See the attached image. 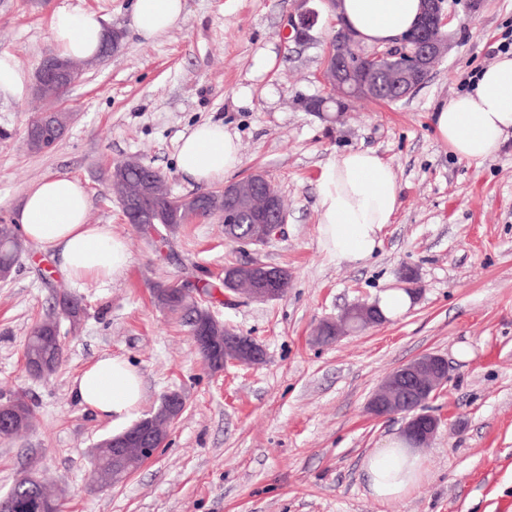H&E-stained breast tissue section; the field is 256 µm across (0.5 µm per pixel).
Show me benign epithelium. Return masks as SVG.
Here are the masks:
<instances>
[{
	"label": "benign epithelium",
	"mask_w": 512,
	"mask_h": 512,
	"mask_svg": "<svg viewBox=\"0 0 512 512\" xmlns=\"http://www.w3.org/2000/svg\"><path fill=\"white\" fill-rule=\"evenodd\" d=\"M299 8L283 31L284 38L297 45H305L311 40L310 31L318 22V10L309 6L312 0H298ZM444 0H422V13L417 27L406 34L400 45L386 50L397 57L392 80L408 93H414L429 76L434 64L447 55L451 48V36L445 27L450 16L445 13ZM358 41L354 33L342 25L330 41L329 51L324 62V84L336 91V97L319 103L306 101L307 109L320 112L329 119L342 114L354 99L368 98L373 93V85L355 55ZM83 72V64L56 56L45 59L37 70L41 82L34 88L35 94L52 87L64 95L74 86L70 79ZM159 171L144 167L145 184L139 193L121 202L125 223L136 228L151 229L155 223L156 210L152 203V190L156 185ZM224 224L253 225L254 237L263 234L262 225L271 224L281 230L287 223L286 212L282 208L281 195L267 177L258 172L244 180L224 185V210L217 213ZM285 273L280 267L269 266L257 260H248L240 270L224 276L231 285L229 291L241 294L251 300L267 302L284 296ZM223 327V322L215 316L197 323L192 330L196 347L209 353L212 350L210 325ZM264 359L263 348L251 337L224 327V362L237 365H257ZM448 381V367L438 354L422 355L389 372L368 403L369 412L375 417L399 416L405 420L404 433L412 443L421 447L436 433L441 418L429 411V402L439 393ZM166 412L178 418L185 406L180 393L165 395ZM21 418L19 407L10 402L0 404V428L11 429ZM158 431L155 416L141 419L126 432L107 440L112 448V460L125 464L132 457H152L162 444L154 442Z\"/></svg>",
	"instance_id": "benign-epithelium-1"
}]
</instances>
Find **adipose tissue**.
Segmentation results:
<instances>
[{"label": "adipose tissue", "mask_w": 512, "mask_h": 512, "mask_svg": "<svg viewBox=\"0 0 512 512\" xmlns=\"http://www.w3.org/2000/svg\"><path fill=\"white\" fill-rule=\"evenodd\" d=\"M421 0H340L337 11L361 43L385 46L412 29ZM185 21L184 0H136L131 27L151 40ZM63 56L90 59L107 35V18L92 11H60L51 22ZM438 139L454 155L481 162L512 132V56L481 71L471 91L440 105L432 115ZM241 163L237 138L222 123L205 122L183 135L177 165L187 178L208 184ZM319 243L339 261L369 258L398 207L399 185L391 165L370 149L351 150L327 164L318 182ZM89 195L75 178L60 176L28 188L17 214L22 236L52 252L62 275L73 281L116 279L131 261L124 237L108 225L87 221ZM143 378L125 360L106 356L78 375L74 397L91 412L120 424L134 418L143 398ZM368 487L380 500L406 496L426 469L406 436L386 440L362 465Z\"/></svg>", "instance_id": "ef3b65f1"}]
</instances>
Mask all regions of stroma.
Instances as JSON below:
<instances>
[{
	"label": "stroma",
	"instance_id": "obj_1",
	"mask_svg": "<svg viewBox=\"0 0 512 512\" xmlns=\"http://www.w3.org/2000/svg\"><path fill=\"white\" fill-rule=\"evenodd\" d=\"M132 0H0V52L36 72L57 48L61 9L105 14L122 30L120 50L100 60L60 100L75 119L46 153L25 144L40 104L0 98V224H12L25 190L52 176L86 186L88 221L109 225L131 253L117 279L76 285L56 260L26 244L0 283V398L18 390L36 403L30 428L0 441V495L34 475L59 495L61 512H512V135L481 164L458 159L435 135L431 114L460 95L461 80L492 64L512 42V0H445L455 46L409 98L361 101L341 120L307 111L336 16L324 0L309 44L284 42L297 0H186L179 28L146 41L131 29ZM206 121L236 135L242 160L232 182L264 173L288 219L279 235L247 252L224 239L217 219L191 220L164 245L123 220L105 174L135 157L165 175L173 195L200 191L183 176V133ZM387 161L400 206L376 253L339 261L320 247L317 183L323 167L352 149ZM257 259L287 269L286 295L258 303L241 295L209 307L266 351L257 366L205 367L183 316L157 306L167 281L224 285V269ZM414 279L402 316L337 342L315 326L357 302L372 303ZM85 317L48 377L25 370L23 343L57 315L63 293ZM448 362L447 384L430 404L442 424L420 451L427 475L407 496L376 500L361 464L402 433L399 418H372L367 402L383 377L423 354ZM105 355L137 366L141 413L177 391L183 414L154 458L114 485L95 486L92 452L115 432L84 410L71 385Z\"/></svg>",
	"mask_w": 512,
	"mask_h": 512
}]
</instances>
